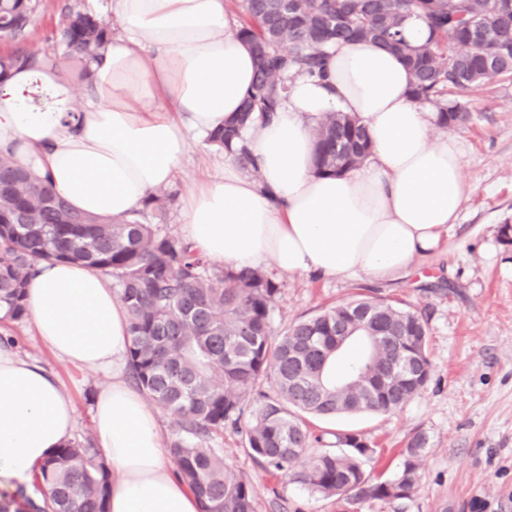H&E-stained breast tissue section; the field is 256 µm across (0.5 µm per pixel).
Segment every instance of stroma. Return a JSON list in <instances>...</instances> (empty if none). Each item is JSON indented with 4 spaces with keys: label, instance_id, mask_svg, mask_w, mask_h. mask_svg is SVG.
<instances>
[{
    "label": "stroma",
    "instance_id": "stroma-1",
    "mask_svg": "<svg viewBox=\"0 0 512 512\" xmlns=\"http://www.w3.org/2000/svg\"><path fill=\"white\" fill-rule=\"evenodd\" d=\"M29 45L47 47V38L66 6L102 12L105 0H37ZM468 122L448 133L465 151V176L474 191L458 224L439 249L424 260L423 273L379 282L368 276L284 275L272 263L263 271L275 281L271 325L282 334L293 322L356 297L385 299L424 312L432 372L425 387L400 410L308 418L322 447L341 431L361 435L375 450L365 470L384 480L400 468L408 440L427 439L420 481L410 497L356 502L325 496L263 471L244 431L225 429L211 447L256 487V512H512V247L500 228L512 223V77L477 87L465 97ZM216 155L194 147L173 185L187 195L215 173ZM15 349L54 376L76 410L75 437L92 435L91 406L109 382L106 375L71 365L46 348L32 320L10 324Z\"/></svg>",
    "mask_w": 512,
    "mask_h": 512
}]
</instances>
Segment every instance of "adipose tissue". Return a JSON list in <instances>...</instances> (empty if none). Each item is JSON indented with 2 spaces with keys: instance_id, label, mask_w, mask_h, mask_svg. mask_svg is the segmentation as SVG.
<instances>
[{
  "instance_id": "adipose-tissue-1",
  "label": "adipose tissue",
  "mask_w": 512,
  "mask_h": 512,
  "mask_svg": "<svg viewBox=\"0 0 512 512\" xmlns=\"http://www.w3.org/2000/svg\"><path fill=\"white\" fill-rule=\"evenodd\" d=\"M121 28L86 88L61 68L0 78V149L77 211L125 218L170 186L194 144L240 109L256 60L226 0H110ZM399 58L371 42L339 43L323 78H297L273 119L246 132L258 176L225 160L184 200L183 234L233 269L273 262L280 273L394 279L436 250L473 192L464 150L435 134ZM350 112L369 158L338 175L314 171L310 118ZM36 332L60 359L110 375L93 431L112 470L108 512H199L172 472L159 419L124 380L131 336L111 279L42 262L27 294ZM75 429L70 395L38 364L0 345V485L30 482Z\"/></svg>"
}]
</instances>
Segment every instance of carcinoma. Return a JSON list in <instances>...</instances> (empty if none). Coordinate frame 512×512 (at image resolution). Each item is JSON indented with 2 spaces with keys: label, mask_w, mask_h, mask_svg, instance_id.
Masks as SVG:
<instances>
[{
  "label": "carcinoma",
  "mask_w": 512,
  "mask_h": 512,
  "mask_svg": "<svg viewBox=\"0 0 512 512\" xmlns=\"http://www.w3.org/2000/svg\"><path fill=\"white\" fill-rule=\"evenodd\" d=\"M498 0H243L246 15L238 34L257 60V72L239 113L209 134L206 144L224 150L248 172H257L251 152L233 143L255 112L278 110L285 79L323 77L327 51L339 42L372 41L398 57L411 72L412 95L434 103L439 126L466 122L470 112L453 95L512 75V13L499 18ZM33 0H0V39L18 47L0 54V77L16 65L38 70L73 64L80 81L112 36V26L91 10L66 7L52 34L54 51L25 46ZM429 37L421 46L404 37L411 16ZM314 167L338 174L370 153L360 121L326 112L313 124ZM175 201L151 195L126 219L112 220L72 209L49 176L34 179L10 155L0 153L1 322L28 316L26 296L41 261L79 263L112 277L128 311V369L137 388L176 422L170 443L175 474L196 494L201 512H255L253 483L224 463L221 448L207 445L224 427L239 428L252 405L247 442L262 469L277 472L325 496L349 493L357 501L404 499L420 480L419 459L427 441L415 435L398 473L374 481L363 470L373 450L355 434L336 435L335 448L310 451L303 415L335 417L391 414L425 385L397 381L390 373L399 358L427 354L422 313L384 299L356 298L300 319L272 334L277 285L257 268L215 265L189 242L149 222ZM353 333L377 327L381 344L371 350L383 373L378 381L350 380L365 367L359 360L335 375L336 329ZM278 394L254 391L262 377ZM36 496L20 487L0 493V512H106L111 472L94 456L88 439L70 440L42 462Z\"/></svg>",
  "instance_id": "1"
}]
</instances>
